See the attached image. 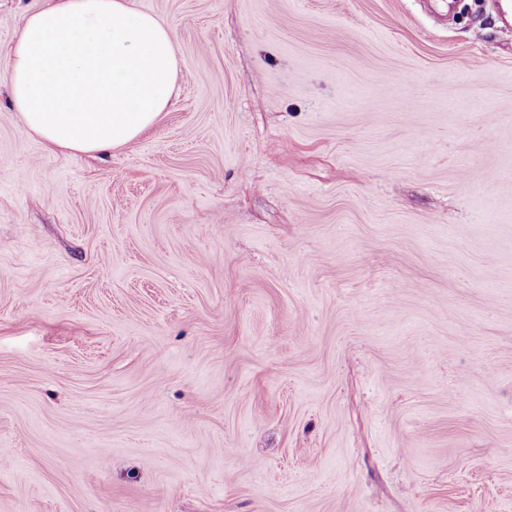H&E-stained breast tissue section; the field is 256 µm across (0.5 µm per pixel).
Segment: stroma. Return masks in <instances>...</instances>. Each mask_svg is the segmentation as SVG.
Segmentation results:
<instances>
[{
  "label": "stroma",
  "mask_w": 512,
  "mask_h": 512,
  "mask_svg": "<svg viewBox=\"0 0 512 512\" xmlns=\"http://www.w3.org/2000/svg\"><path fill=\"white\" fill-rule=\"evenodd\" d=\"M179 91L103 155L0 87V512H512L493 0H135Z\"/></svg>",
  "instance_id": "35a3bbf8"
}]
</instances>
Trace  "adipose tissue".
Listing matches in <instances>:
<instances>
[{"mask_svg": "<svg viewBox=\"0 0 512 512\" xmlns=\"http://www.w3.org/2000/svg\"><path fill=\"white\" fill-rule=\"evenodd\" d=\"M1 78L51 151L108 153L167 111L180 74L170 26L133 0H47L23 15Z\"/></svg>", "mask_w": 512, "mask_h": 512, "instance_id": "1", "label": "adipose tissue"}]
</instances>
